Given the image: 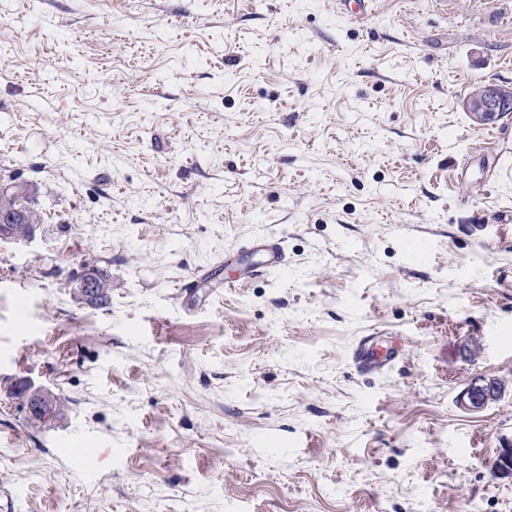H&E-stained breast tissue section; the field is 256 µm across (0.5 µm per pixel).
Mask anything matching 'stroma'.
<instances>
[{"label":"stroma","mask_w":512,"mask_h":512,"mask_svg":"<svg viewBox=\"0 0 512 512\" xmlns=\"http://www.w3.org/2000/svg\"><path fill=\"white\" fill-rule=\"evenodd\" d=\"M375 2L0 0L43 219L0 237V512H512V114L463 108L512 86V0ZM261 233L283 270L180 290ZM464 108L473 115L477 123L490 122L503 112H510L512 87L494 83L481 85L464 101ZM83 270H84L83 275L85 277L93 280L97 284L98 288L96 289V285L91 280L81 281L80 287L83 288L84 291L88 295H94L97 290L98 299H97V302H93L89 299H86L85 298L86 293L83 290L80 291V288L77 285L76 288H78V290L76 291V294L79 297V300L85 304H88V303H89V305L93 304L91 306H94V307L106 306L110 302V299H111V290H112L111 289L112 288L111 275L107 272V270L101 269L95 264L85 263L83 266ZM399 354V345L385 348L375 342L374 336H367L355 349L353 361L356 368L360 371L374 373L395 361ZM506 386L497 378L479 375L473 377L461 392L458 404L469 412H479L500 401Z\"/></svg>","instance_id":"obj_1"}]
</instances>
